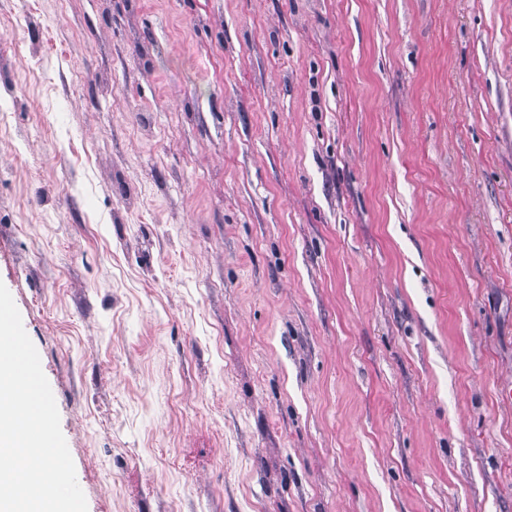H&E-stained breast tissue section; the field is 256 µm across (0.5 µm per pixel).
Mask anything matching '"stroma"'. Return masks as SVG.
I'll return each instance as SVG.
<instances>
[{
    "mask_svg": "<svg viewBox=\"0 0 512 512\" xmlns=\"http://www.w3.org/2000/svg\"><path fill=\"white\" fill-rule=\"evenodd\" d=\"M0 282L88 512H512V0H0Z\"/></svg>",
    "mask_w": 512,
    "mask_h": 512,
    "instance_id": "obj_1",
    "label": "stroma"
}]
</instances>
